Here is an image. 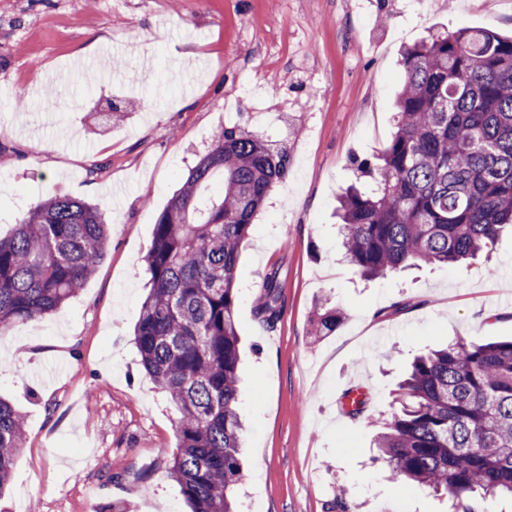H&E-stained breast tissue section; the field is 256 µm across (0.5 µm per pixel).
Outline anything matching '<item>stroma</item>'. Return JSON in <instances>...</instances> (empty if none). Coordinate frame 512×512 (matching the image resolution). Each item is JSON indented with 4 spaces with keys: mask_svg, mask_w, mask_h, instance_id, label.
Segmentation results:
<instances>
[{
    "mask_svg": "<svg viewBox=\"0 0 512 512\" xmlns=\"http://www.w3.org/2000/svg\"><path fill=\"white\" fill-rule=\"evenodd\" d=\"M463 27L511 36L512 0H0V235L55 194L109 228L59 314L0 335V397L26 416L0 512H189L166 472L178 414L131 334L157 217L234 125L290 154L236 272L240 512H326L341 489L351 512H451L394 482L374 438L415 356L512 338V236L488 260L366 281L341 259L335 210L395 131L404 48ZM88 62L111 79L84 82ZM273 268L268 326L255 295ZM323 295L346 313L328 336L312 325ZM354 385L356 418L338 404ZM260 297L255 306V313L261 322L273 325L280 317V284L276 272L266 274L263 279Z\"/></svg>",
    "mask_w": 512,
    "mask_h": 512,
    "instance_id": "obj_1",
    "label": "stroma"
}]
</instances>
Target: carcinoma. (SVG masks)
<instances>
[{"label": "carcinoma", "instance_id": "carcinoma-1", "mask_svg": "<svg viewBox=\"0 0 512 512\" xmlns=\"http://www.w3.org/2000/svg\"><path fill=\"white\" fill-rule=\"evenodd\" d=\"M397 129L375 161L357 164L374 188L339 198L343 259L368 279L461 264L512 232V36L460 29L407 47ZM290 155L237 126L219 131L154 224L151 288L134 328L140 366L179 412L170 478L191 512H238L239 333L235 270L254 217L288 176ZM223 187L205 193L215 177ZM107 242L97 207L41 198L0 236V333L58 312L94 273ZM255 313L280 317L266 274ZM345 313L323 299L315 335ZM25 418L0 399V490L24 441ZM375 445L403 484L447 493L454 512L512 496V339H463L418 355L398 384Z\"/></svg>", "mask_w": 512, "mask_h": 512}]
</instances>
